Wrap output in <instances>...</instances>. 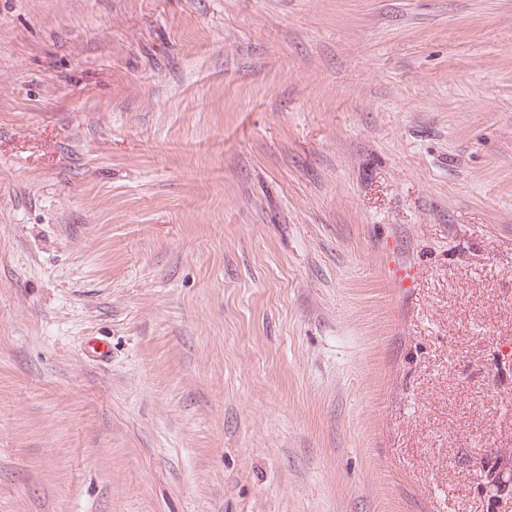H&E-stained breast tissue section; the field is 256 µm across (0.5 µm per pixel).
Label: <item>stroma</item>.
I'll use <instances>...</instances> for the list:
<instances>
[{
	"mask_svg": "<svg viewBox=\"0 0 512 512\" xmlns=\"http://www.w3.org/2000/svg\"><path fill=\"white\" fill-rule=\"evenodd\" d=\"M485 456L512 0H0V512H512Z\"/></svg>",
	"mask_w": 512,
	"mask_h": 512,
	"instance_id": "obj_1",
	"label": "stroma"
}]
</instances>
